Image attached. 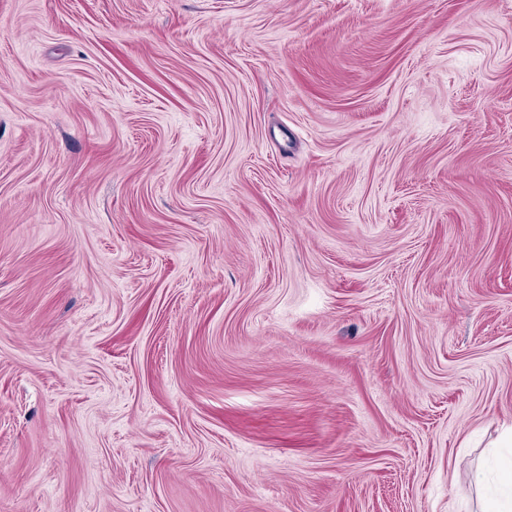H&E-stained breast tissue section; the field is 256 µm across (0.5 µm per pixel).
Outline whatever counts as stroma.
Here are the masks:
<instances>
[{"label": "stroma", "mask_w": 512, "mask_h": 512, "mask_svg": "<svg viewBox=\"0 0 512 512\" xmlns=\"http://www.w3.org/2000/svg\"><path fill=\"white\" fill-rule=\"evenodd\" d=\"M512 0H0V512L512 496Z\"/></svg>", "instance_id": "35a3bbf8"}]
</instances>
